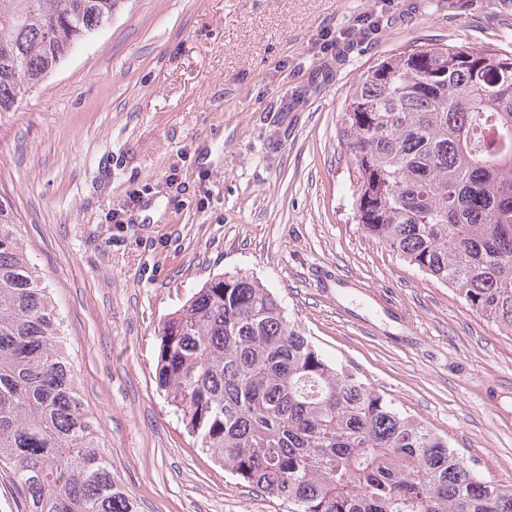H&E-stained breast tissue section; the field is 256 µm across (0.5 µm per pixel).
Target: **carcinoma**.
I'll list each match as a JSON object with an SVG mask.
<instances>
[{"instance_id": "cac0c4a2", "label": "carcinoma", "mask_w": 512, "mask_h": 512, "mask_svg": "<svg viewBox=\"0 0 512 512\" xmlns=\"http://www.w3.org/2000/svg\"><path fill=\"white\" fill-rule=\"evenodd\" d=\"M121 3L0 0V118ZM340 137L366 235L512 336V54L424 42L380 59ZM61 323L0 195V466L22 512H137ZM153 382L196 447L288 512H512V485L328 359L247 274L209 278L168 314Z\"/></svg>"}]
</instances>
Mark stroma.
<instances>
[{"label": "stroma", "mask_w": 512, "mask_h": 512, "mask_svg": "<svg viewBox=\"0 0 512 512\" xmlns=\"http://www.w3.org/2000/svg\"><path fill=\"white\" fill-rule=\"evenodd\" d=\"M429 41L510 53L512 0H126L0 120V193L138 512H284L193 447L152 379L165 316L225 272L512 484V337L352 210L347 91Z\"/></svg>", "instance_id": "35a3bbf8"}]
</instances>
